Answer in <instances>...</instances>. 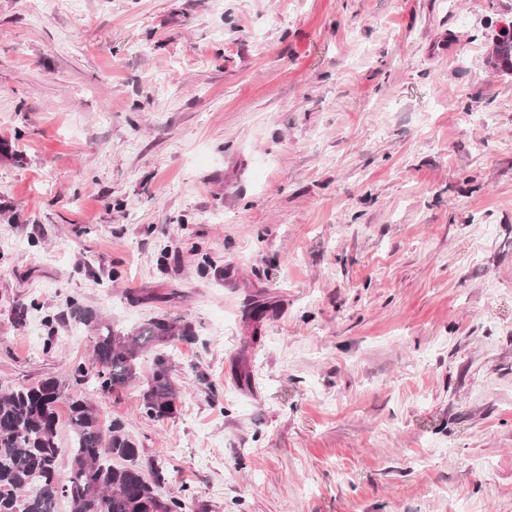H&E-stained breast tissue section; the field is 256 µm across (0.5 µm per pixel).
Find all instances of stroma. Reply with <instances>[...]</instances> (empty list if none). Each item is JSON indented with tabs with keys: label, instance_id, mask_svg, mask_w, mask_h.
<instances>
[{
	"label": "stroma",
	"instance_id": "stroma-1",
	"mask_svg": "<svg viewBox=\"0 0 512 512\" xmlns=\"http://www.w3.org/2000/svg\"><path fill=\"white\" fill-rule=\"evenodd\" d=\"M510 20L0 0V384L91 366L69 303L176 319L174 416L139 412L148 354L83 390L186 512H512ZM499 31L507 32L511 36L507 37L501 33L495 35L489 60L496 71L512 74V25L502 22Z\"/></svg>",
	"mask_w": 512,
	"mask_h": 512
}]
</instances>
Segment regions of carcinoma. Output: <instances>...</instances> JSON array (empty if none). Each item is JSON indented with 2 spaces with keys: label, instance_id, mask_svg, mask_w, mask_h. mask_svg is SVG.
Returning a JSON list of instances; mask_svg holds the SVG:
<instances>
[{
  "label": "carcinoma",
  "instance_id": "carcinoma-1",
  "mask_svg": "<svg viewBox=\"0 0 512 512\" xmlns=\"http://www.w3.org/2000/svg\"><path fill=\"white\" fill-rule=\"evenodd\" d=\"M498 72L512 74V36L498 33L489 56ZM69 319L95 333L96 376L110 391L136 379L139 360L154 352L150 375L141 393V410L164 420L176 411L175 384L169 343L190 341V325L153 318L132 332L97 320L90 311L72 303ZM88 377L79 366L68 389L55 377L21 387L0 386V512H57V502H69V512H183L179 497H163L158 488L168 469L143 455L119 420L101 418L78 389ZM66 398L71 444H58L56 404ZM69 457V473L60 477L59 459Z\"/></svg>",
  "mask_w": 512,
  "mask_h": 512
}]
</instances>
